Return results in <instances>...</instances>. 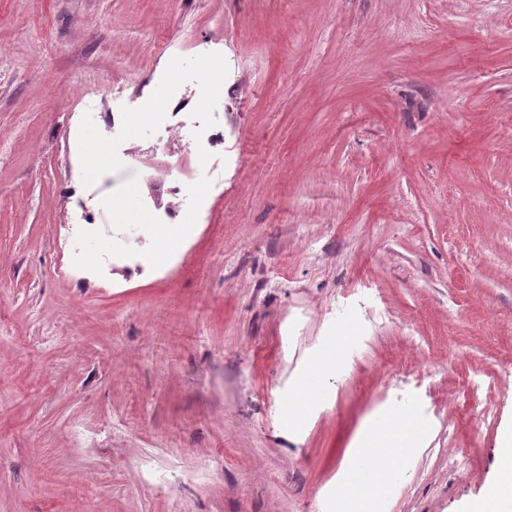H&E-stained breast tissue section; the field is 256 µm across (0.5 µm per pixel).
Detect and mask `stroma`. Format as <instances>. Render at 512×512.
Masks as SVG:
<instances>
[{
  "mask_svg": "<svg viewBox=\"0 0 512 512\" xmlns=\"http://www.w3.org/2000/svg\"><path fill=\"white\" fill-rule=\"evenodd\" d=\"M203 52L222 182L162 253L183 217L116 207L197 159L112 115ZM406 402L379 512H476L512 429V0H0V512H336ZM417 429L401 428L394 423H384L380 427H371L361 448H355L353 456H363L380 467L383 471L396 468L392 450L402 448L404 453L411 448Z\"/></svg>",
  "mask_w": 512,
  "mask_h": 512,
  "instance_id": "stroma-1",
  "label": "stroma"
}]
</instances>
